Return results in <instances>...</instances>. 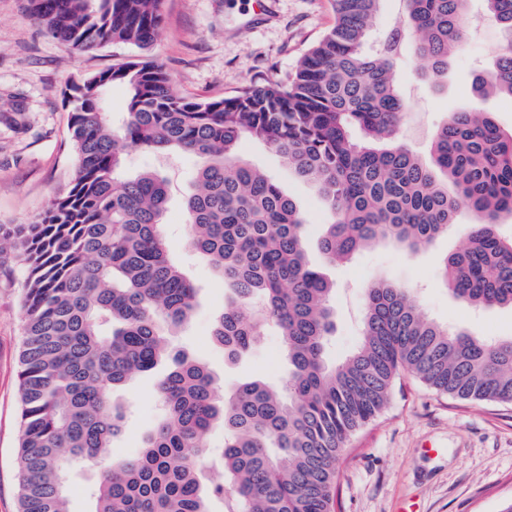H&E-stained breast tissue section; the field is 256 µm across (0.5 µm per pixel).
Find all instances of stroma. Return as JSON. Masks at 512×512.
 Instances as JSON below:
<instances>
[{
	"label": "stroma",
	"instance_id": "35a3bbf8",
	"mask_svg": "<svg viewBox=\"0 0 512 512\" xmlns=\"http://www.w3.org/2000/svg\"><path fill=\"white\" fill-rule=\"evenodd\" d=\"M164 24L151 55L167 71L173 89L193 100L230 97L243 87L292 74L310 46L335 24L333 0H161ZM499 29L485 0L468 4V38L448 61V76L431 81L412 53H405L394 81L407 102L397 130L400 142L429 158L435 133L449 112L477 107L512 131V100L478 98L475 73L493 66ZM111 45L83 53L50 38L26 9V0H0V225L36 221L51 198L66 192L74 158L64 92L70 78L106 70L133 55ZM241 153L300 206L308 224V258L335 283V330L327 357L337 361L357 346L363 293L378 280L409 288L420 310L449 329L488 339L512 337V308H474L453 299L439 275L449 253L465 239L473 214L463 213L447 234L412 253L383 241L331 266L318 249L328 205L315 183L285 167L261 142L248 139ZM198 169L189 154L165 160L129 151L125 172L172 173L174 189L163 228L171 258L197 289L190 321L174 338L206 362L220 390L232 392L259 375L277 384L288 375L276 329L245 360L232 362L212 340L224 310V282L189 244L183 197ZM27 269L10 243L0 244V512H18L15 450L19 437V363L24 340L22 296ZM167 370L159 364L136 375L115 396L127 408L125 429L108 451L117 461L133 454L160 418L156 386ZM341 512H395L413 500L417 512H499L512 498V404L461 400L409 376L397 379L382 413L356 432L339 472Z\"/></svg>",
	"mask_w": 512,
	"mask_h": 512
}]
</instances>
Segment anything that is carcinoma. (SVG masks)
Here are the masks:
<instances>
[{
	"mask_svg": "<svg viewBox=\"0 0 512 512\" xmlns=\"http://www.w3.org/2000/svg\"><path fill=\"white\" fill-rule=\"evenodd\" d=\"M336 25L286 79L194 101L172 92L143 51L160 35L161 0H28L45 32L80 52L124 43L141 53L71 79L76 158L66 194L18 229L28 270L20 354L19 512H69L70 471L99 459L123 428L114 391L162 360L163 419L123 462L98 471L95 512H335L350 437L410 374L460 399L512 403V337L490 341L428 319L401 284L365 291L360 341L332 363V283L306 253L297 203L239 152L262 141L330 203L320 250L332 265L382 240L427 248L465 209L476 222L448 255V292L473 307H512V134L491 113L453 112L426 162L395 141L406 104L392 81L406 41L427 76L448 74L466 41L469 0H404L383 45L366 50L381 0H334ZM499 25L495 69L473 89L512 99V0H486ZM128 89L112 123L106 91ZM199 161L184 201L192 249L233 294L213 340L231 361L279 330L288 379L240 383L221 395L205 362L171 349L166 332L189 321L196 288L169 258L162 234L170 182L123 173L127 148ZM224 428V476L206 481V440Z\"/></svg>",
	"mask_w": 512,
	"mask_h": 512,
	"instance_id": "1",
	"label": "carcinoma"
}]
</instances>
